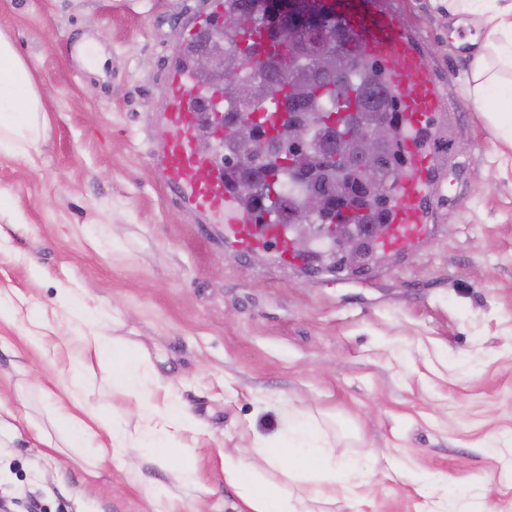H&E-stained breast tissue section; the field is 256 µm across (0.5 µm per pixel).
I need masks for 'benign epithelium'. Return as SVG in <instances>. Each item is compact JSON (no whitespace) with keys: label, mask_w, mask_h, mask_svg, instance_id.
I'll return each mask as SVG.
<instances>
[{"label":"benign epithelium","mask_w":512,"mask_h":512,"mask_svg":"<svg viewBox=\"0 0 512 512\" xmlns=\"http://www.w3.org/2000/svg\"><path fill=\"white\" fill-rule=\"evenodd\" d=\"M318 11L311 0H269V15L272 30L278 43L293 45L299 36L307 38L310 45L318 50L321 47L323 29ZM231 29L235 40L242 43L249 40L253 28L249 24H230L222 18L218 21L216 37L224 38V28ZM203 65L220 79L237 83V71L224 70V53L219 49H208L202 55ZM322 125L338 132L339 140L352 139L358 149L350 152L328 140L322 154L329 162H337L348 173V183L344 192L333 195L320 189L303 192L295 210L289 212L290 220L298 223L299 231L291 239L294 251L304 263L313 265L315 270L336 269L322 254H314L312 243L323 240L339 248V265L359 272L365 270L372 256L353 245L357 225L352 223L354 206L357 201L369 194H377L388 189L400 172L385 163L384 148L392 136L394 127L399 125L396 112H381L378 118L368 124L357 112L342 109L330 112L323 118ZM311 124L293 114L285 124L271 127L250 112L241 118L236 128V140L247 147H262L272 157L295 169L294 183L300 182V170L304 169L301 153L308 145ZM273 179L266 174L247 178L239 195L240 204L247 209H269L278 207L284 198L276 197L272 188ZM331 212L336 215V223L319 224L317 218Z\"/></svg>","instance_id":"benign-epithelium-1"}]
</instances>
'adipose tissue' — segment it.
Listing matches in <instances>:
<instances>
[{
  "label": "adipose tissue",
  "mask_w": 512,
  "mask_h": 512,
  "mask_svg": "<svg viewBox=\"0 0 512 512\" xmlns=\"http://www.w3.org/2000/svg\"><path fill=\"white\" fill-rule=\"evenodd\" d=\"M454 25L482 22L492 27L486 39L470 37L472 47L467 90L486 109L485 117L499 139L512 147V0H448ZM46 131L42 94L30 66L6 37L0 35V153L28 154ZM64 321L51 323L29 312L21 313L8 291L0 290V316H8L24 330L30 349L41 355L72 352L67 376L78 385L92 360L120 353L135 354L133 368L113 367L112 384L135 408L140 424L123 423L93 428L63 403L54 407L55 423L71 448H108L113 458L139 452L168 463L189 427L183 406L162 395L158 374L146 353H133L123 338L105 332V319L88 305L83 295L65 292ZM324 430L312 416L291 414L274 438L257 439L252 458L228 451L224 454V479L241 502L240 512H314V503L335 500L359 475L356 460L323 445Z\"/></svg>",
  "instance_id": "1"
}]
</instances>
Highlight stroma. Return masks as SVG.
Here are the masks:
<instances>
[{
    "label": "stroma",
    "mask_w": 512,
    "mask_h": 512,
    "mask_svg": "<svg viewBox=\"0 0 512 512\" xmlns=\"http://www.w3.org/2000/svg\"><path fill=\"white\" fill-rule=\"evenodd\" d=\"M442 85L428 149L438 189L424 235L361 273H309L276 250L245 253L224 222L171 190L161 168L187 18L208 0H0V34L33 66L48 129L38 154H0V289L62 314L86 291L108 331L150 356L194 419L199 484L174 512H239L223 453L314 415L370 477L330 512H512V151L466 91L471 56L437 0H390ZM105 63L87 69L79 45ZM0 319V496L15 512H152L170 466L36 438L55 369ZM93 363L79 401L98 423L136 425ZM50 396L28 398L29 383Z\"/></svg>",
    "instance_id": "35a3bbf8"
}]
</instances>
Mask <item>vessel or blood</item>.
Returning <instances> with one entry per match:
<instances>
[{"mask_svg": "<svg viewBox=\"0 0 512 512\" xmlns=\"http://www.w3.org/2000/svg\"><path fill=\"white\" fill-rule=\"evenodd\" d=\"M321 7L352 34L362 60L385 64L386 83L402 116L403 175L387 224L376 239L379 251L399 253L424 232L435 160L425 150L422 136L433 113L442 109V93L414 39L396 22L388 0H321ZM167 80L171 94L165 120L170 133L163 143L162 166L168 185L196 210L223 216L241 251L272 246L284 264L300 266L283 226L252 223L248 215L233 209L223 168L196 147L204 108L218 102L219 93L202 95L184 67L169 70Z\"/></svg>", "mask_w": 512, "mask_h": 512, "instance_id": "vessel-or-blood-1", "label": "vessel or blood"}]
</instances>
